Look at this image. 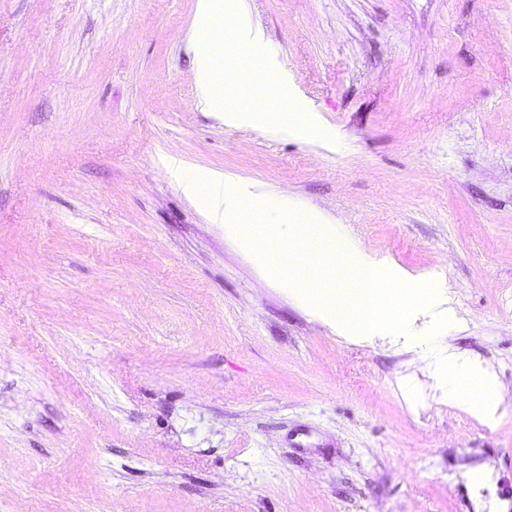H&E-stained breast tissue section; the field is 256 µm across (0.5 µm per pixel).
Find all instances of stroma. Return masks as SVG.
Here are the masks:
<instances>
[{
    "mask_svg": "<svg viewBox=\"0 0 512 512\" xmlns=\"http://www.w3.org/2000/svg\"><path fill=\"white\" fill-rule=\"evenodd\" d=\"M248 2L327 139L199 108L196 0H0V512H512V0ZM315 214L453 317L337 336L260 260ZM476 393L479 396L475 399ZM448 395L454 400L470 404L475 414L486 421H491L496 416L497 402L484 376L477 379L470 375H453Z\"/></svg>",
    "mask_w": 512,
    "mask_h": 512,
    "instance_id": "35a3bbf8",
    "label": "stroma"
}]
</instances>
